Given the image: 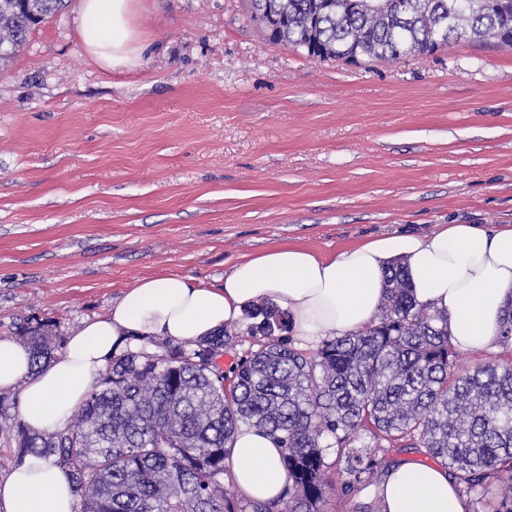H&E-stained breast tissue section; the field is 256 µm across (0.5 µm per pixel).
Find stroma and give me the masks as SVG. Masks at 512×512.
I'll list each match as a JSON object with an SVG mask.
<instances>
[{
  "label": "stroma",
  "instance_id": "obj_1",
  "mask_svg": "<svg viewBox=\"0 0 512 512\" xmlns=\"http://www.w3.org/2000/svg\"><path fill=\"white\" fill-rule=\"evenodd\" d=\"M80 0L0 68V337L67 339L146 277L242 257L512 226V48L349 65L265 41L246 0H134L150 48L107 70ZM19 395H0V475Z\"/></svg>",
  "mask_w": 512,
  "mask_h": 512
}]
</instances>
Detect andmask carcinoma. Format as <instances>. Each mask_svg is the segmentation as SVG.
Segmentation results:
<instances>
[{"instance_id":"cac0c4a2","label":"carcinoma","mask_w":512,"mask_h":512,"mask_svg":"<svg viewBox=\"0 0 512 512\" xmlns=\"http://www.w3.org/2000/svg\"><path fill=\"white\" fill-rule=\"evenodd\" d=\"M66 0H0V65ZM277 20L266 40L311 57L358 62L430 55L453 41L512 48V0H249V18ZM378 317L329 336L313 355L292 345L287 312L248 311L254 348L229 371L224 328L196 342L141 339L112 358L73 417L52 433L17 426L15 461L27 456L68 470L76 512H320L333 480L346 493L376 483L385 452L424 448L461 491L493 512H512V365L485 362L458 375L448 316L418 303L404 268L385 276ZM32 369L54 358L51 324L19 327ZM499 345L512 347V307ZM248 426L283 449L288 485L274 503L244 502L224 488V460ZM374 445L357 449L361 433ZM336 449V478L324 452Z\"/></svg>"}]
</instances>
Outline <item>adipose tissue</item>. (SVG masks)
<instances>
[{
    "instance_id": "adipose-tissue-1",
    "label": "adipose tissue",
    "mask_w": 512,
    "mask_h": 512,
    "mask_svg": "<svg viewBox=\"0 0 512 512\" xmlns=\"http://www.w3.org/2000/svg\"><path fill=\"white\" fill-rule=\"evenodd\" d=\"M79 30L85 51L101 66L112 70L136 61L132 0H81ZM397 261L415 299L447 315L456 349L498 342L512 304V227L489 232L447 224L431 235H383L328 256L278 246L240 259L218 288L197 287L178 275L142 279L106 317L84 322L39 371L31 370L27 347L0 338V391L20 389L23 425L50 433L67 422L113 356L139 337L198 341L267 300L290 313L295 334L305 340L343 336L376 318L385 272ZM224 465L226 480L255 501H276L287 483L280 448L253 428H241ZM378 497L381 512H468L465 495L442 464H400L386 474ZM75 503L68 472L36 458L0 476V512H73Z\"/></svg>"
}]
</instances>
